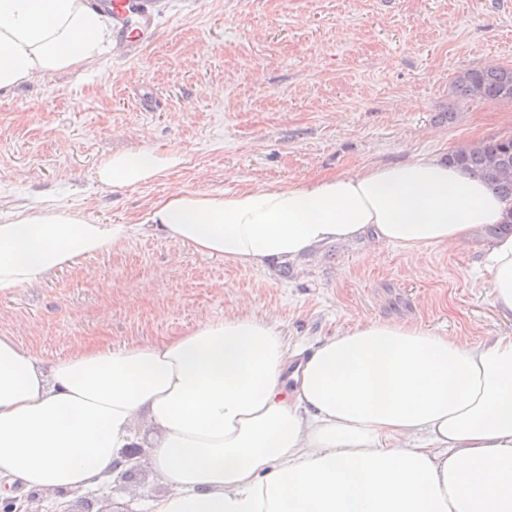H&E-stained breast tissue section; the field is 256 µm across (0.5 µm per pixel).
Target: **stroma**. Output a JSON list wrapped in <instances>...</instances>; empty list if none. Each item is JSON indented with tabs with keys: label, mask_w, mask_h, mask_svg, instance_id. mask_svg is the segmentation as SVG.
Segmentation results:
<instances>
[{
	"label": "stroma",
	"mask_w": 512,
	"mask_h": 512,
	"mask_svg": "<svg viewBox=\"0 0 512 512\" xmlns=\"http://www.w3.org/2000/svg\"><path fill=\"white\" fill-rule=\"evenodd\" d=\"M159 33L134 58L0 95V215L48 197L131 224L173 187L298 184L512 136V103L470 101L463 71L512 66V0H151ZM181 156L155 179L103 185L112 154ZM490 238L422 253L363 237L266 269L149 232L0 293V335L45 358L102 339L183 335L247 303L312 353L356 322H407L476 345L512 338L482 286ZM164 487L146 459L104 492H19L28 512H143Z\"/></svg>",
	"instance_id": "obj_1"
}]
</instances>
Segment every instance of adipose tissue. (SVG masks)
Listing matches in <instances>:
<instances>
[{
    "label": "adipose tissue",
    "instance_id": "ef3b65f1",
    "mask_svg": "<svg viewBox=\"0 0 512 512\" xmlns=\"http://www.w3.org/2000/svg\"><path fill=\"white\" fill-rule=\"evenodd\" d=\"M112 23L86 0H0V94L97 61ZM178 155L117 153L101 183L141 184ZM512 206L437 156L232 192L178 187L133 224L41 200L0 220V292L134 235L243 267L365 235L452 248ZM487 288L512 320V236ZM276 316L239 310L161 341L48 360L0 336V484L64 494L111 482L137 436L166 491L148 512H512V340L473 346L370 320L296 361Z\"/></svg>",
    "mask_w": 512,
    "mask_h": 512
}]
</instances>
